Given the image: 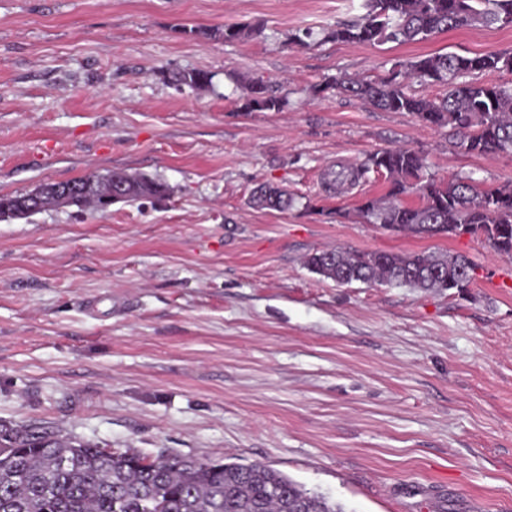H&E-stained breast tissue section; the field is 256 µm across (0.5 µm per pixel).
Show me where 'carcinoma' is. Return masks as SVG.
<instances>
[{"mask_svg": "<svg viewBox=\"0 0 512 512\" xmlns=\"http://www.w3.org/2000/svg\"><path fill=\"white\" fill-rule=\"evenodd\" d=\"M361 19L338 24L325 38L365 44L419 43L434 34L466 26L512 25V0H364ZM254 27L228 26L226 42L248 40ZM512 75V52L465 56L438 53L398 61L378 80L336 79L334 85L374 107L409 112L422 123L446 128L455 145L481 156L512 153V80L482 84L466 80L473 72ZM440 84L445 97L430 101L413 94L411 79ZM177 82L205 88L203 71L181 74ZM282 98L269 93L263 80L250 84L248 107L278 111ZM372 168L391 179L389 200L368 199L360 207L366 222L400 234L449 237L480 234L499 254L512 255V182L486 189L470 178L438 180L423 174L421 156L407 147L377 152ZM89 185L68 205L106 209L112 187L124 186L125 201L163 198L169 186L159 178L112 171L75 179ZM412 192L421 203L407 205ZM253 205L284 210L292 198L263 184ZM34 204H58L54 187L41 185L27 194L0 195V219L23 215ZM309 269L338 284L361 282L429 290L466 288L471 266L463 256L424 252H350L341 248L310 255ZM0 512H345L343 506L305 489L289 476L261 463L241 464L160 454L149 458L133 448H102L69 434L32 424L0 428Z\"/></svg>", "mask_w": 512, "mask_h": 512, "instance_id": "obj_1", "label": "carcinoma"}]
</instances>
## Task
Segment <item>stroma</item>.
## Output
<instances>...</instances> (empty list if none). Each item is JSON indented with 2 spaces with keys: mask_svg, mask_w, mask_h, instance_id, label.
<instances>
[{
  "mask_svg": "<svg viewBox=\"0 0 512 512\" xmlns=\"http://www.w3.org/2000/svg\"><path fill=\"white\" fill-rule=\"evenodd\" d=\"M363 0H0V193L157 176L162 201L0 221V425L104 448L263 463L346 512H512V257L483 236L395 235L328 188L379 151L438 179L512 181V154L340 93L433 53L512 52V26L410 44L322 39ZM252 25L227 42L218 29ZM312 29L305 45L292 35ZM203 71L209 88L178 89ZM263 79L285 101L245 107ZM271 184L284 211L250 202ZM462 255L469 288L340 285L307 255Z\"/></svg>",
  "mask_w": 512,
  "mask_h": 512,
  "instance_id": "1",
  "label": "stroma"
}]
</instances>
